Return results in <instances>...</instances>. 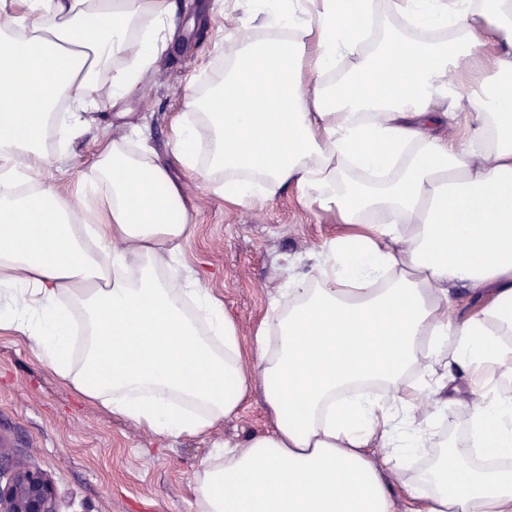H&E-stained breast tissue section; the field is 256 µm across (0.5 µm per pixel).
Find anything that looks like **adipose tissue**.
<instances>
[{
  "instance_id": "ef3b65f1",
  "label": "adipose tissue",
  "mask_w": 512,
  "mask_h": 512,
  "mask_svg": "<svg viewBox=\"0 0 512 512\" xmlns=\"http://www.w3.org/2000/svg\"><path fill=\"white\" fill-rule=\"evenodd\" d=\"M237 2L175 158L227 204L292 185L343 226L272 300L257 360L185 272L189 204L138 130L99 142L77 191L38 178L101 83L138 93L170 0H0V332L165 438L260 388L271 430L218 445L197 512H512V0ZM457 286L482 297L463 318ZM457 370L467 434L445 446Z\"/></svg>"
}]
</instances>
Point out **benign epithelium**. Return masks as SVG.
Returning <instances> with one entry per match:
<instances>
[{"label":"benign epithelium","instance_id":"benign-epithelium-1","mask_svg":"<svg viewBox=\"0 0 512 512\" xmlns=\"http://www.w3.org/2000/svg\"><path fill=\"white\" fill-rule=\"evenodd\" d=\"M3 468L10 477L0 483V512H60L56 489L45 473L21 457L0 451V470Z\"/></svg>","mask_w":512,"mask_h":512}]
</instances>
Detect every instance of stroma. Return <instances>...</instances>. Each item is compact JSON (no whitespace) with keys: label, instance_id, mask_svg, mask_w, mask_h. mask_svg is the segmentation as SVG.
Returning a JSON list of instances; mask_svg holds the SVG:
<instances>
[{"label":"stroma","instance_id":"35a3bbf8","mask_svg":"<svg viewBox=\"0 0 512 512\" xmlns=\"http://www.w3.org/2000/svg\"><path fill=\"white\" fill-rule=\"evenodd\" d=\"M177 33L139 93L102 98L95 122L71 156L49 175L72 188L102 136L140 129L170 165L192 206L187 265L202 287L224 302L238 323L248 357L252 335L288 275L311 272L312 256L340 226L333 213L302 208L289 187L261 204L225 205L203 180L174 158L171 125L187 109L191 82L213 81L224 68V34L245 23L233 0H172ZM271 422L260 392L206 437L163 438L131 420L87 403L20 340L0 334V447L24 458L54 482L61 512H196L191 484L217 444L266 432Z\"/></svg>","mask_w":512,"mask_h":512}]
</instances>
